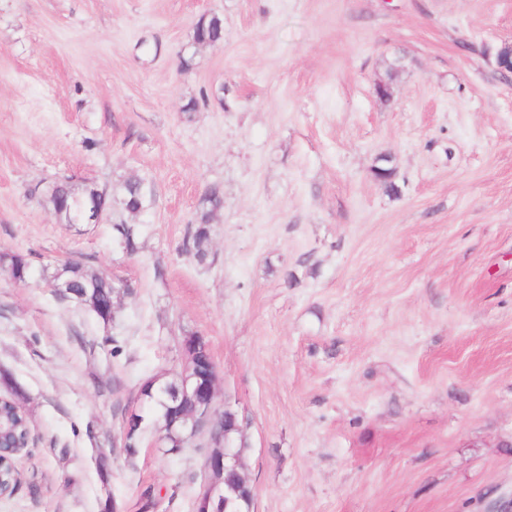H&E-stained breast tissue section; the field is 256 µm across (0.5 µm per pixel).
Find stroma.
Segmentation results:
<instances>
[{"label":"stroma","instance_id":"1","mask_svg":"<svg viewBox=\"0 0 512 512\" xmlns=\"http://www.w3.org/2000/svg\"><path fill=\"white\" fill-rule=\"evenodd\" d=\"M211 14L222 40L194 43ZM506 44L512 0H0V254L33 269L0 270L32 438L0 512H100L106 486L121 512L146 489L195 512L204 449L165 453L156 428L122 447L191 334L243 423L253 512H483L512 489ZM131 174L152 192L138 254L120 201L98 224L44 204L60 176ZM68 261L132 285L114 324L51 291ZM223 198L218 187H211L202 196L196 211L194 228L191 232L192 249L195 257L200 261L208 255V244L210 240V224L215 210L222 206ZM114 238L127 254L137 253L139 246V230L135 224H128L120 220L112 225ZM1 269H5L12 279L23 282L32 274V268L27 258L21 254L4 253L0 255Z\"/></svg>","mask_w":512,"mask_h":512}]
</instances>
